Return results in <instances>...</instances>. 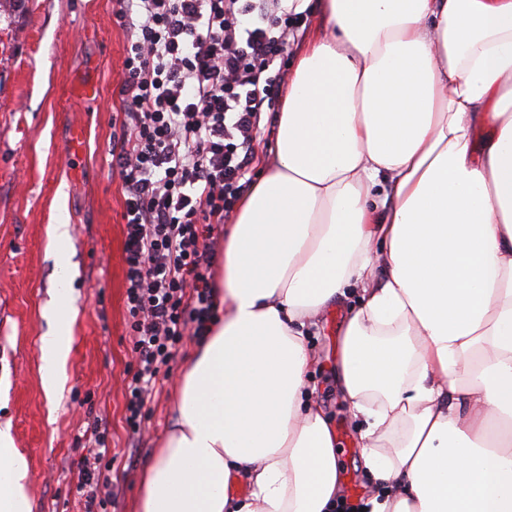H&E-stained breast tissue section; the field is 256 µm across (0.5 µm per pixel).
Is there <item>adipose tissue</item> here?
<instances>
[{"mask_svg":"<svg viewBox=\"0 0 512 512\" xmlns=\"http://www.w3.org/2000/svg\"><path fill=\"white\" fill-rule=\"evenodd\" d=\"M321 6L138 512H333L305 329L354 293L338 374L375 485L363 507L512 512V0ZM72 342L68 316L41 338L47 395ZM0 512H30L6 424Z\"/></svg>","mask_w":512,"mask_h":512,"instance_id":"obj_1","label":"adipose tissue"}]
</instances>
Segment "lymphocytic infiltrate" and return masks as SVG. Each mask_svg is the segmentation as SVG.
I'll list each match as a JSON object with an SVG mask.
<instances>
[{
  "label": "lymphocytic infiltrate",
  "instance_id": "1",
  "mask_svg": "<svg viewBox=\"0 0 512 512\" xmlns=\"http://www.w3.org/2000/svg\"><path fill=\"white\" fill-rule=\"evenodd\" d=\"M130 31L112 166L125 188L126 309L135 366L125 422L184 337L206 335L217 305L213 232L249 187L260 122L279 97L284 51L307 19L287 0H116ZM106 432L79 463L86 512L112 497Z\"/></svg>",
  "mask_w": 512,
  "mask_h": 512
}]
</instances>
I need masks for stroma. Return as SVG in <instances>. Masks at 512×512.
<instances>
[{
  "mask_svg": "<svg viewBox=\"0 0 512 512\" xmlns=\"http://www.w3.org/2000/svg\"><path fill=\"white\" fill-rule=\"evenodd\" d=\"M114 10V0H0V423H10L27 459L31 512H84L77 463L94 445L97 422L118 455L112 479L120 492L108 512H136L144 466L171 424L197 344L185 337L148 398L141 437L130 439L123 186L111 166L129 32ZM60 211L72 228L74 342L50 399L40 340L59 309L50 226ZM352 307L347 299L326 309L306 336L312 399L336 426L341 492L356 505L370 480L358 467L360 422L336 385Z\"/></svg>",
  "mask_w": 512,
  "mask_h": 512,
  "instance_id": "35a3bbf8",
  "label": "stroma"
}]
</instances>
